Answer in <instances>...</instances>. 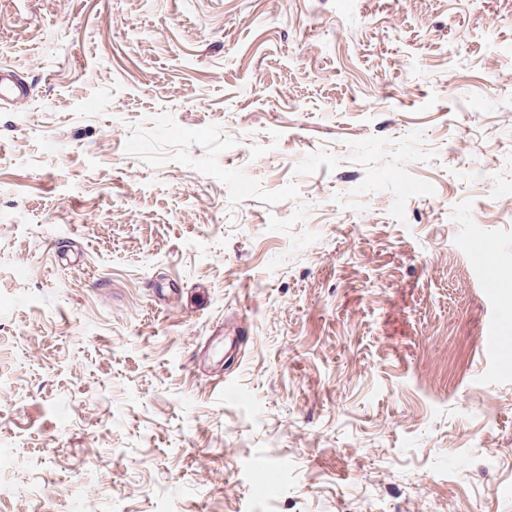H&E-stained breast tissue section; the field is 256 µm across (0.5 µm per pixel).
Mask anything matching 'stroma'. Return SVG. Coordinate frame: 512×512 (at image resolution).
<instances>
[{
    "label": "stroma",
    "mask_w": 512,
    "mask_h": 512,
    "mask_svg": "<svg viewBox=\"0 0 512 512\" xmlns=\"http://www.w3.org/2000/svg\"><path fill=\"white\" fill-rule=\"evenodd\" d=\"M1 65L0 512H512V0H0ZM28 89L26 82L12 69L0 66V100H9L16 104L26 103Z\"/></svg>",
    "instance_id": "1"
}]
</instances>
